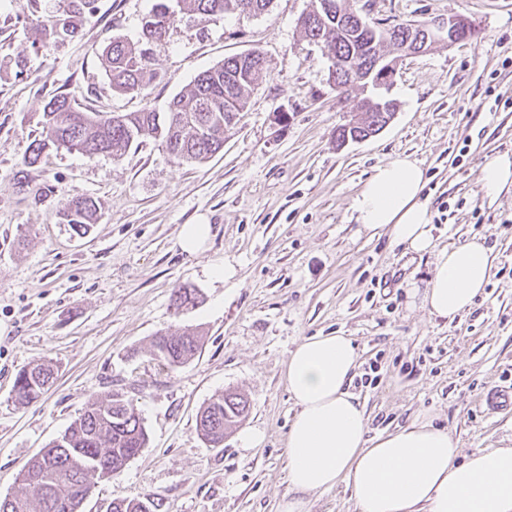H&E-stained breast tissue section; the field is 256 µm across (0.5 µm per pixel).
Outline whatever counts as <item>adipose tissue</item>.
<instances>
[{
  "label": "adipose tissue",
  "mask_w": 512,
  "mask_h": 512,
  "mask_svg": "<svg viewBox=\"0 0 512 512\" xmlns=\"http://www.w3.org/2000/svg\"><path fill=\"white\" fill-rule=\"evenodd\" d=\"M478 183L489 198L512 188V154L486 157ZM425 172L400 156L375 168L353 201L359 223L388 228L395 244L434 253L422 304L452 319L486 288L496 256L481 238L436 249L421 193ZM357 353L350 338L312 336L291 354L284 378L297 412L288 429L294 498L282 512H303V494L350 488L357 512H512V448L462 454L452 435L427 417L376 437L350 386Z\"/></svg>",
  "instance_id": "ef3b65f1"
}]
</instances>
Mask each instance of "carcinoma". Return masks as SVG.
<instances>
[{"instance_id": "obj_1", "label": "carcinoma", "mask_w": 512, "mask_h": 512, "mask_svg": "<svg viewBox=\"0 0 512 512\" xmlns=\"http://www.w3.org/2000/svg\"><path fill=\"white\" fill-rule=\"evenodd\" d=\"M182 9L202 16L230 13H264L271 0H179ZM172 16L167 0H158L144 19L143 34L160 38ZM306 38L328 50L330 85H347L355 77L341 67L349 58L364 66L362 85L369 93L357 104V120L336 129V142L364 139L385 127L395 112L389 97L404 48L423 46L418 41L422 22L393 25L369 23L356 8V0H312V9L299 19ZM434 42L425 46L432 47ZM102 64L121 92L142 93L152 79L145 50L124 40H114L103 52ZM265 71V60L254 51L224 58L201 72L190 89L175 95L163 112L145 108L121 116L101 118L76 109L66 98L51 99L44 108L41 137L34 140L24 164L33 165L48 149L64 147L88 157L123 155L139 139L161 140L175 159L200 163L223 151L224 136L235 128L250 92ZM98 202L90 197L68 199L58 211L63 223L84 235L94 223ZM201 348L200 337L191 332L159 333L153 355L165 364L181 366ZM53 371L44 364L22 370L14 384L15 401L21 405L37 400L50 385ZM249 402L237 393H226L205 406L197 416V427L205 442L224 433L244 417ZM147 433L133 406L118 393L89 401L83 413L65 432L20 473L25 492L0 498V512H80L83 499L96 482L119 474L146 444ZM154 501L115 499L107 512H153Z\"/></svg>"}]
</instances>
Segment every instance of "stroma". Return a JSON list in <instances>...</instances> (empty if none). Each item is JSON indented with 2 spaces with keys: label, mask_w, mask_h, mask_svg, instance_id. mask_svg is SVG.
I'll return each mask as SVG.
<instances>
[{
  "label": "stroma",
  "mask_w": 512,
  "mask_h": 512,
  "mask_svg": "<svg viewBox=\"0 0 512 512\" xmlns=\"http://www.w3.org/2000/svg\"><path fill=\"white\" fill-rule=\"evenodd\" d=\"M155 2L94 0L76 14L72 0H0V497L21 492L24 465L112 390L133 401L148 440L82 512L146 495L157 512H280L293 495L296 413L283 372L304 338L337 333L358 350L352 390L370 434L425 414L464 452L512 448V413L478 403L512 382V189L492 200L477 182L486 156L512 153V0H359L370 21L458 14L480 34L405 57L392 121L344 146L336 129L354 104L337 102L326 58L298 25L311 0H272L259 16L176 13L147 45L157 77L146 95L116 92L100 54L118 37L143 40ZM68 15L76 35L45 39L44 23ZM253 50L267 73L205 162H179L143 138L119 158L61 148L23 163L52 98L103 117L161 112L199 73ZM280 112L287 125L275 122ZM400 155L425 172L437 248L479 236L497 255L484 292L451 320L412 293L432 277L433 255L356 220L364 182ZM73 196L100 204L83 236L58 215ZM185 224L210 225L203 252L177 246ZM180 288L198 303L175 309ZM186 329L203 336L192 361L172 368L152 355L156 334ZM36 362L55 379L18 406L15 378ZM228 390L248 398L249 414L221 447H206L197 413ZM244 428L262 442L245 446Z\"/></svg>",
  "instance_id": "35a3bbf8"
}]
</instances>
